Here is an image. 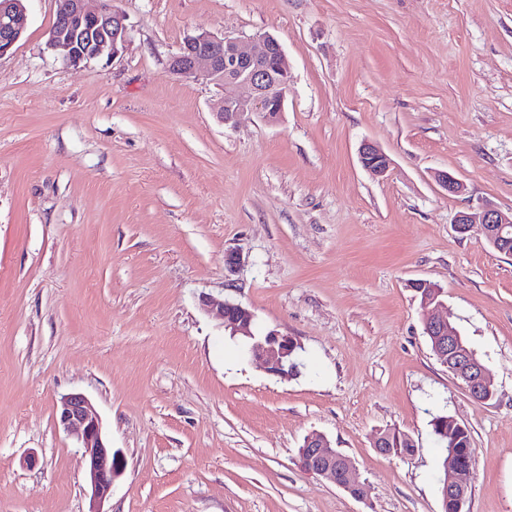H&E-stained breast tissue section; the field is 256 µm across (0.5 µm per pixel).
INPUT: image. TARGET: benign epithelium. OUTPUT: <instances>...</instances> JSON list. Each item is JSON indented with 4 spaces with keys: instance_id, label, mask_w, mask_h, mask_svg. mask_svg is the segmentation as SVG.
I'll list each match as a JSON object with an SVG mask.
<instances>
[{
    "instance_id": "obj_1",
    "label": "benign epithelium",
    "mask_w": 512,
    "mask_h": 512,
    "mask_svg": "<svg viewBox=\"0 0 512 512\" xmlns=\"http://www.w3.org/2000/svg\"><path fill=\"white\" fill-rule=\"evenodd\" d=\"M25 22L26 7L20 0H0V56L9 52L21 38ZM127 34L126 18L112 8V0H98L94 9L88 7V0H65L58 23L49 29L47 46L64 63L77 65L104 55L117 56L125 45ZM170 67L184 77L194 76L202 70L207 73L222 91L216 116L226 126L236 125L246 112L258 114L269 125H277L282 120L291 87V73L281 43L270 33L258 35L249 51L236 39L218 38L206 31L188 35L171 58ZM359 157L365 170L376 178L385 176L389 170L388 156L372 142L361 144ZM436 182L450 195L465 190L464 184L447 172L438 174ZM475 224L482 226L486 241L496 251L512 255V211L505 213L489 204H481L460 213L455 220V229L466 234ZM440 296L441 290L435 286L421 303L424 332L432 339L433 351L462 381L470 396L486 402L492 395L494 378L474 351L463 344L461 336L448 331V321L442 315L445 304ZM204 305L230 335L247 336L253 340L251 350L260 357L268 373L289 378L283 359L298 346L293 337L275 330L256 336L252 331L254 314L240 303L207 297ZM56 422L64 431L80 438L93 504L103 502L123 471L121 452L107 445L102 421L81 393L60 398L56 406ZM298 466L335 484L355 499L368 497L369 489L358 480L354 462L341 456L322 435L314 434L305 440L299 451ZM444 473L448 498L453 500L458 512H465L474 480L473 469L464 465L462 458L452 451L448 453Z\"/></svg>"
}]
</instances>
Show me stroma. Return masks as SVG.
<instances>
[{"label":"stroma","mask_w":512,"mask_h":512,"mask_svg":"<svg viewBox=\"0 0 512 512\" xmlns=\"http://www.w3.org/2000/svg\"><path fill=\"white\" fill-rule=\"evenodd\" d=\"M112 6L129 26L116 58L48 49L57 0H28L0 56V512H89L82 444L56 423L71 392L125 460L103 512H441L438 414L472 434L466 512H512V255L454 230L479 202L512 210V0ZM197 29L279 38L280 124L224 126L219 89L170 70ZM418 280L440 286L494 399L432 351ZM205 295L295 338L299 374L267 373ZM387 428L414 453L380 454ZM315 432L366 500L298 467ZM362 166L373 177H383L388 172L390 160L388 156L374 143L365 141L359 148Z\"/></svg>","instance_id":"stroma-1"}]
</instances>
